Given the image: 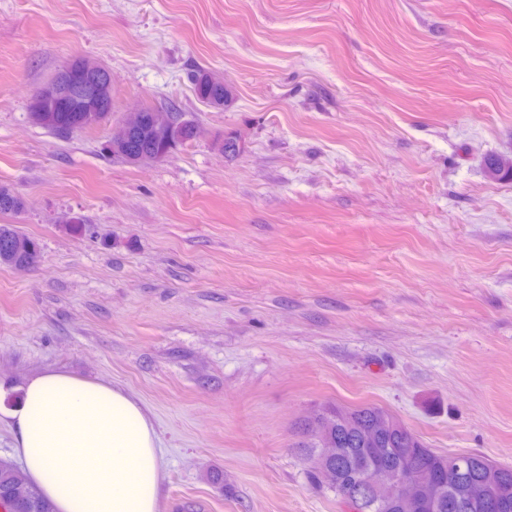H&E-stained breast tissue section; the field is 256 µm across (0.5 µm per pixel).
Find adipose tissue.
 <instances>
[{
	"mask_svg": "<svg viewBox=\"0 0 512 512\" xmlns=\"http://www.w3.org/2000/svg\"><path fill=\"white\" fill-rule=\"evenodd\" d=\"M0 424L55 512H157L162 466L146 408L121 388L62 372L30 376Z\"/></svg>",
	"mask_w": 512,
	"mask_h": 512,
	"instance_id": "1",
	"label": "adipose tissue"
}]
</instances>
